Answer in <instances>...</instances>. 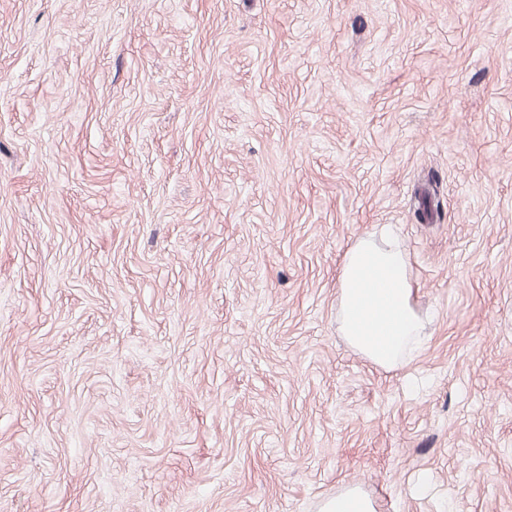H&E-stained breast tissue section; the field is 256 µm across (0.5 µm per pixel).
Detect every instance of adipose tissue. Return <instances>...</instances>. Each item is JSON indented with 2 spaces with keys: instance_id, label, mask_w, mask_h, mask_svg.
<instances>
[{
  "instance_id": "ef3b65f1",
  "label": "adipose tissue",
  "mask_w": 512,
  "mask_h": 512,
  "mask_svg": "<svg viewBox=\"0 0 512 512\" xmlns=\"http://www.w3.org/2000/svg\"><path fill=\"white\" fill-rule=\"evenodd\" d=\"M340 330L373 363L396 367L421 342L424 321L416 308L408 257L392 225L356 239L338 275Z\"/></svg>"
}]
</instances>
